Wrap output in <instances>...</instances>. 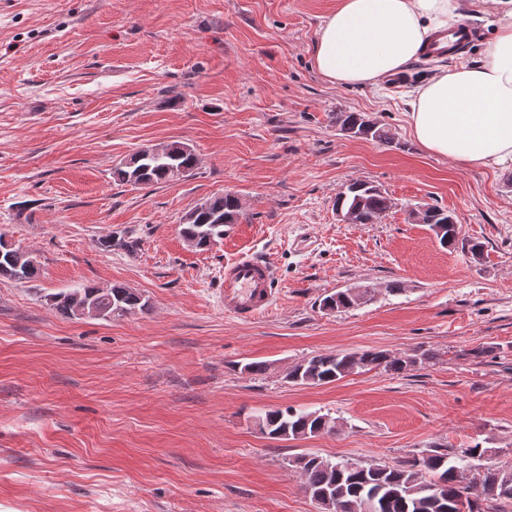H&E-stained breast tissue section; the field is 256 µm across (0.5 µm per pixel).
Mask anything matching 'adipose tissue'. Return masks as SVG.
Segmentation results:
<instances>
[{
    "instance_id": "ef3b65f1",
    "label": "adipose tissue",
    "mask_w": 512,
    "mask_h": 512,
    "mask_svg": "<svg viewBox=\"0 0 512 512\" xmlns=\"http://www.w3.org/2000/svg\"><path fill=\"white\" fill-rule=\"evenodd\" d=\"M477 63L437 66L411 93L408 125L427 153L469 169L512 170V0H493ZM464 0H338L319 26L313 67L338 88L374 87L463 23Z\"/></svg>"
}]
</instances>
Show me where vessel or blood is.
Instances as JSON below:
<instances>
[{"label": "vessel or blood", "instance_id": "obj_1", "mask_svg": "<svg viewBox=\"0 0 512 512\" xmlns=\"http://www.w3.org/2000/svg\"><path fill=\"white\" fill-rule=\"evenodd\" d=\"M275 269L269 259L242 256L224 266V311L242 321L266 312L275 298Z\"/></svg>", "mask_w": 512, "mask_h": 512}]
</instances>
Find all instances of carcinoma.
Returning a JSON list of instances; mask_svg holds the SVG:
<instances>
[{
	"instance_id": "1",
	"label": "carcinoma",
	"mask_w": 512,
	"mask_h": 512,
	"mask_svg": "<svg viewBox=\"0 0 512 512\" xmlns=\"http://www.w3.org/2000/svg\"><path fill=\"white\" fill-rule=\"evenodd\" d=\"M162 156L143 157L135 166L119 165L113 171L115 180L134 188H147L173 180L169 170L175 168L187 177L198 165V157L186 143L161 145ZM336 207L347 211L359 210V223L376 224L392 207L382 191L362 182L349 184L336 197ZM241 206L237 195L226 192L211 197L190 208L181 218L180 234L189 246L207 250L224 239L226 228L236 223ZM39 274L37 261L19 247H6L0 239V276L14 281H31ZM99 306L110 320L148 310V302L134 291L114 285L108 289L85 285L53 297V306L62 316L78 318L70 296ZM321 305L331 310L349 309L358 305L345 291L327 295ZM437 354L426 350L419 354L391 356L383 351L362 353H322L306 358L288 372V381L297 385L332 383L359 370L381 367L392 373H402L412 366L431 362ZM332 418L317 412L291 407L269 410L259 418L261 429L281 437H300L325 430ZM492 455V450L477 442L467 448L435 447L420 458L399 461L394 465L371 462L366 464L333 462L308 454L294 460L305 491L324 512H359L361 501L375 493L381 502V512H461L457 508L460 489L457 473L475 466ZM484 482L493 486V493L484 494L485 501L512 500V465L486 467Z\"/></svg>"
}]
</instances>
